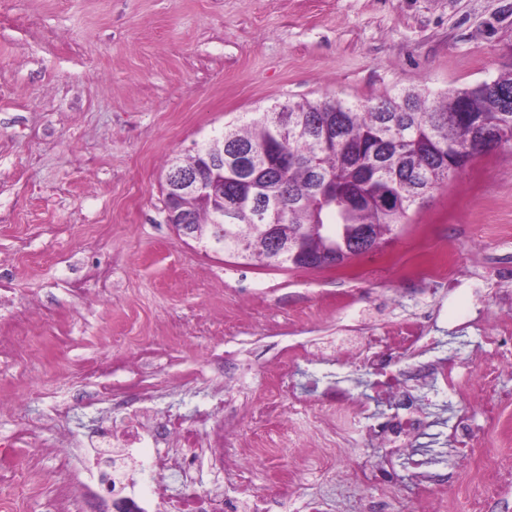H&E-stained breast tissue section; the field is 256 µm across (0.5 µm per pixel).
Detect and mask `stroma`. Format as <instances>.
<instances>
[{
  "mask_svg": "<svg viewBox=\"0 0 512 512\" xmlns=\"http://www.w3.org/2000/svg\"><path fill=\"white\" fill-rule=\"evenodd\" d=\"M512 68V0H0V512H90L99 494L81 454L99 422L146 394L154 409L201 429L211 387L232 378L225 420L244 443L272 390L308 387L312 417L272 428L266 456H247L278 512L305 499L332 512H471L485 466L512 463V373H501L497 420L467 449L471 475L452 506L413 464L384 491L343 485L344 460L384 464L368 424L337 426L317 377L343 378L378 419L397 412L364 366L293 362L292 346L326 347L344 329L387 336L429 315L430 357L459 378L512 354L483 338L512 316V147L479 155L428 193L375 248L331 268L236 259L180 237L165 221L170 158L273 105L337 98L369 103L393 88L445 92ZM450 279L408 282L422 256ZM110 268L109 304L90 273ZM110 364L103 376L91 369ZM112 395L100 399L101 386ZM65 429L51 426L60 404ZM460 397L433 410L414 448H447ZM69 434L74 451L56 443ZM348 453L338 458L336 442Z\"/></svg>",
  "mask_w": 512,
  "mask_h": 512,
  "instance_id": "stroma-1",
  "label": "stroma"
}]
</instances>
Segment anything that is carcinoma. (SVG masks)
Returning <instances> with one entry per match:
<instances>
[{
  "label": "carcinoma",
  "instance_id": "1",
  "mask_svg": "<svg viewBox=\"0 0 512 512\" xmlns=\"http://www.w3.org/2000/svg\"><path fill=\"white\" fill-rule=\"evenodd\" d=\"M491 82L512 89V69ZM489 83L446 92L399 88L369 104L275 105L224 127V171H211L204 196L165 197L164 206L191 212L199 242L231 256L281 268L337 266L358 254L363 232L382 241L472 158L512 145V106L501 107ZM462 104L469 124L453 119ZM486 128L498 138L479 140ZM240 144L255 150L252 195L276 200L277 208L262 215L243 207L233 222L220 224L211 200L235 190L233 148Z\"/></svg>",
  "mask_w": 512,
  "mask_h": 512
}]
</instances>
